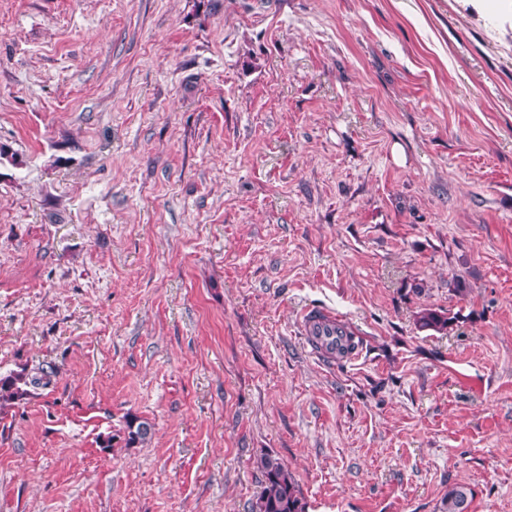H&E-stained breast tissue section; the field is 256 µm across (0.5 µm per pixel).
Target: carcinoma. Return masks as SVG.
<instances>
[{
	"instance_id": "1",
	"label": "carcinoma",
	"mask_w": 512,
	"mask_h": 512,
	"mask_svg": "<svg viewBox=\"0 0 512 512\" xmlns=\"http://www.w3.org/2000/svg\"><path fill=\"white\" fill-rule=\"evenodd\" d=\"M421 327L436 332L448 329L449 318L426 311L419 318ZM51 384V373L28 377L23 372L0 377V404H13L30 395L29 388L47 387ZM126 447H132L147 441L151 434L148 421L132 414L124 417L119 431ZM257 467L262 473L261 491L251 512H307L305 501L297 481L288 468L270 454L259 457ZM473 500V491L465 485L448 487L444 497V512H469Z\"/></svg>"
}]
</instances>
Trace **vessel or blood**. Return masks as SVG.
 Instances as JSON below:
<instances>
[{
  "label": "vessel or blood",
  "mask_w": 512,
  "mask_h": 512,
  "mask_svg": "<svg viewBox=\"0 0 512 512\" xmlns=\"http://www.w3.org/2000/svg\"><path fill=\"white\" fill-rule=\"evenodd\" d=\"M298 328L318 358L344 364L359 356L352 327L332 309L314 306L304 309L298 318Z\"/></svg>",
  "instance_id": "vessel-or-blood-1"
}]
</instances>
